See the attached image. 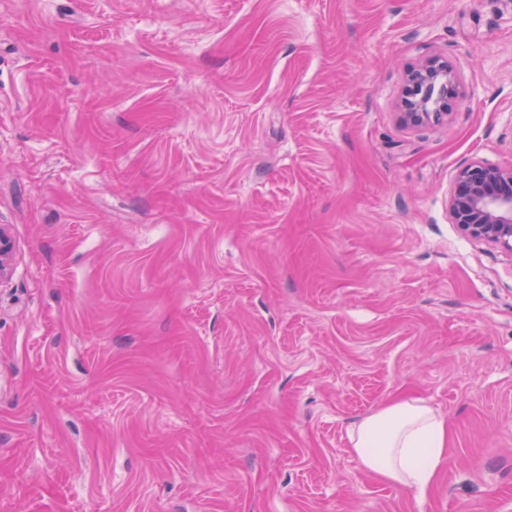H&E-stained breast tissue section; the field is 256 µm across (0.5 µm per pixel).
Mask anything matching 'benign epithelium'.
<instances>
[{
	"mask_svg": "<svg viewBox=\"0 0 512 512\" xmlns=\"http://www.w3.org/2000/svg\"><path fill=\"white\" fill-rule=\"evenodd\" d=\"M459 81L448 62L427 57L412 67L405 80L399 122L409 128L438 124L448 117ZM448 213L471 239L512 254V167L474 160L456 174L448 197ZM14 243L0 225V284L9 280Z\"/></svg>",
	"mask_w": 512,
	"mask_h": 512,
	"instance_id": "7a95c632",
	"label": "benign epithelium"
}]
</instances>
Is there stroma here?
<instances>
[{
    "mask_svg": "<svg viewBox=\"0 0 512 512\" xmlns=\"http://www.w3.org/2000/svg\"><path fill=\"white\" fill-rule=\"evenodd\" d=\"M438 55L442 124L396 118ZM512 0H0V512H512ZM422 398L424 497L348 428ZM448 213L474 241L512 254V167L481 160L462 167L448 197ZM14 243L6 225H0V284L7 282L10 277Z\"/></svg>",
    "mask_w": 512,
    "mask_h": 512,
    "instance_id": "stroma-1",
    "label": "stroma"
}]
</instances>
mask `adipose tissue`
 Masks as SVG:
<instances>
[{
  "instance_id": "1",
  "label": "adipose tissue",
  "mask_w": 512,
  "mask_h": 512,
  "mask_svg": "<svg viewBox=\"0 0 512 512\" xmlns=\"http://www.w3.org/2000/svg\"><path fill=\"white\" fill-rule=\"evenodd\" d=\"M348 436L364 470L420 496L447 458L448 423L423 399L390 402L353 424Z\"/></svg>"
}]
</instances>
